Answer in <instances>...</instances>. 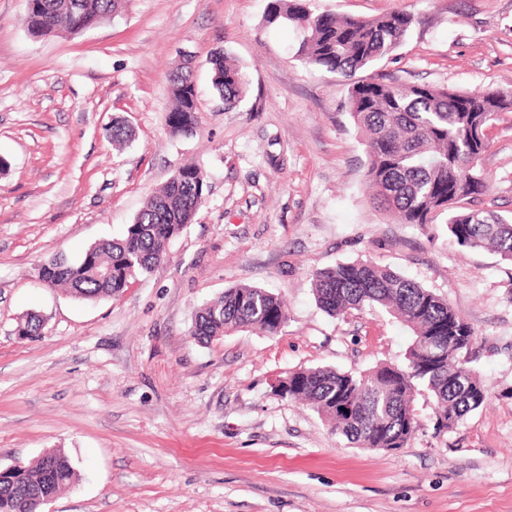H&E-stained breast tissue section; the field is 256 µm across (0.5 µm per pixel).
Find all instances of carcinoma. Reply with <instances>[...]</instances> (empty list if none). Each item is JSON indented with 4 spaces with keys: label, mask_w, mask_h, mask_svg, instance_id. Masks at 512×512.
I'll use <instances>...</instances> for the list:
<instances>
[{
    "label": "carcinoma",
    "mask_w": 512,
    "mask_h": 512,
    "mask_svg": "<svg viewBox=\"0 0 512 512\" xmlns=\"http://www.w3.org/2000/svg\"><path fill=\"white\" fill-rule=\"evenodd\" d=\"M24 23L36 36L83 32L121 12V0H32ZM265 22L302 33L295 60L348 81L350 117L363 137L365 184L370 203L400 224H433L445 216L457 245L489 250L512 262V220L462 203L482 194L487 180L481 159L483 130L512 112V89L466 93L431 84H411L386 75L359 76L406 38L413 15L341 17L316 12L307 0H268ZM212 82L224 106L239 103L246 80L224 53L210 60ZM172 108L166 123L174 136L196 130V90L191 67L170 80ZM208 194L206 174L184 165L148 197L123 238L105 240L79 257L59 255L39 267L38 279L80 300L120 295L165 257L167 243L192 223ZM320 308L331 316L382 306L412 332L401 365L380 363L359 373L332 368L292 371L282 384L288 398L306 404L332 423L336 435L358 448H403L418 426L414 404L431 398L436 428L446 430L480 410L490 394L471 366L476 336L464 317L420 283L370 261L338 263L312 276ZM288 315L281 298L263 288H227L195 316L191 336L209 342L231 332L257 329L278 334ZM27 315L21 336L42 328ZM77 474L59 449L37 464L0 477V512H38Z\"/></svg>",
    "instance_id": "1"
}]
</instances>
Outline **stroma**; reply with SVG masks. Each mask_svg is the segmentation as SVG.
<instances>
[{
	"label": "stroma",
	"mask_w": 512,
	"mask_h": 512,
	"mask_svg": "<svg viewBox=\"0 0 512 512\" xmlns=\"http://www.w3.org/2000/svg\"><path fill=\"white\" fill-rule=\"evenodd\" d=\"M268 0H126L87 31L35 37L27 0H0V467L61 449L77 481L41 512H512V263L459 247L444 222L376 212L338 75L294 60ZM319 12L416 23L377 71L481 92L512 85V0H310ZM243 70L225 108L209 59ZM192 59L197 132L171 136L170 76ZM132 136L112 146L113 122ZM488 190L512 215V112L489 133ZM209 192L164 260L115 298L39 283L52 255L122 238L186 163ZM370 260L447 299L476 336L492 391L444 432L424 401L406 447L355 448L277 391L289 372L401 364L411 333L385 308L324 312L313 271ZM283 297L275 336L190 334L236 285ZM35 313L38 335L20 337Z\"/></svg>",
	"instance_id": "35a3bbf8"
}]
</instances>
